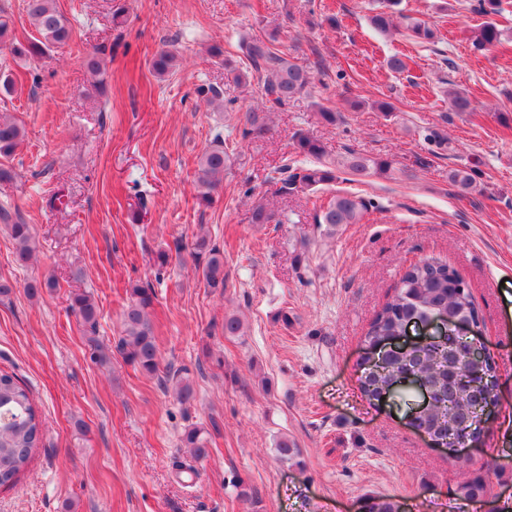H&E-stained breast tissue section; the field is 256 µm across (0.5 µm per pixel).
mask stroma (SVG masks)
Wrapping results in <instances>:
<instances>
[{
    "label": "stroma",
    "instance_id": "obj_1",
    "mask_svg": "<svg viewBox=\"0 0 512 512\" xmlns=\"http://www.w3.org/2000/svg\"><path fill=\"white\" fill-rule=\"evenodd\" d=\"M468 3L402 0L383 33L370 21L375 0H57L67 44L35 61L0 48L14 81L0 114L25 129L0 160L14 175L0 183V207L31 224L37 245L19 266L0 225V280L13 286L0 297V369L30 389L45 422L29 471L0 489V512H355L368 494L406 512H480L454 495L457 463L405 425L408 404L370 405L357 370L364 330L403 265L438 258L472 288L499 364L498 413H512V0L495 17L501 43L483 50ZM413 19L434 39L412 38ZM253 40L296 58L313 82L264 110L263 136L245 138L239 119L259 101L245 50ZM100 49L106 71L96 83L83 60ZM162 50L179 65L160 77L151 60ZM395 55L405 72L388 68ZM212 87L225 110L206 103ZM452 87L474 111H450ZM324 109L339 121H323ZM218 133L234 166L203 209L196 161ZM300 133L323 143L337 180L283 195L284 167L317 162L296 151ZM353 152L393 167L354 174L344 165ZM463 167L475 172L470 194L448 180ZM343 192L374 210L327 234L314 203ZM258 201L286 223H251ZM202 230L224 252L220 293L193 266ZM177 242L181 254L157 268L156 254ZM48 277L57 288L29 296L26 283ZM142 282L156 294L161 366L189 370L190 404L116 349L127 292ZM78 290L97 303L105 362L93 360L69 308ZM232 311L246 329L228 338L221 327ZM194 424L209 428L210 453L190 479L175 463ZM283 437L295 459H280ZM466 454L496 505L512 507V431L493 422Z\"/></svg>",
    "mask_w": 512,
    "mask_h": 512
}]
</instances>
